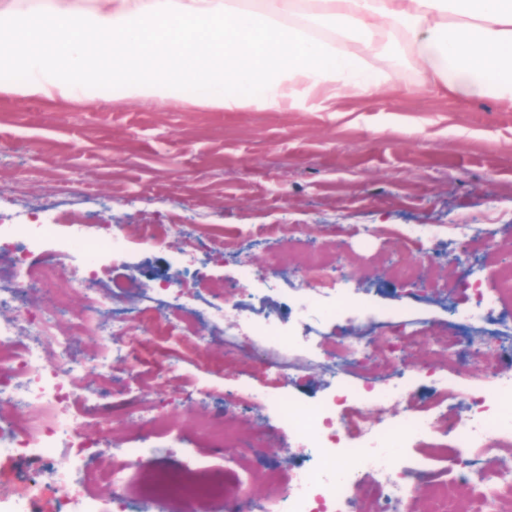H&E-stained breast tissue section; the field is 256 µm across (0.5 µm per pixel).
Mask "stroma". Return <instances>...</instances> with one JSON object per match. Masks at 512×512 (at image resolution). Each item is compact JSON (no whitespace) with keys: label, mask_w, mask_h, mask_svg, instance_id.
<instances>
[{"label":"stroma","mask_w":512,"mask_h":512,"mask_svg":"<svg viewBox=\"0 0 512 512\" xmlns=\"http://www.w3.org/2000/svg\"><path fill=\"white\" fill-rule=\"evenodd\" d=\"M375 66L390 75L392 89L367 101L340 96L332 112L257 106L225 112L189 102L115 101L106 92L96 100L0 95V222L55 221L49 247L61 252L63 273L54 288L70 295L59 322L85 309L83 296L70 290L68 273L77 261L64 253L72 220L82 219L119 225L128 240L125 268L148 279L163 276L182 237L202 238L220 229L245 233L240 253L216 247L196 261L190 276L166 293L168 308L193 307L204 298L223 306L224 285L243 263L254 271L248 288L264 293L270 251L284 248L294 275L304 271L312 245L332 257L350 253L336 279L339 287L367 292L377 318L366 323V336L391 335L392 310L431 335H447L448 293L464 272L483 276L484 258L498 256L477 245L449 261L450 239L463 227L475 237L486 233L512 241V112L490 99L459 104L416 91L409 62L382 59ZM152 223L179 225L182 236L164 246L144 242L140 227ZM262 224H291L297 233L280 245L258 237ZM325 224L345 231L322 234ZM414 224L429 225L430 246L438 253L431 286L417 293L371 278L358 257L360 241L351 235L364 225L386 227L374 247L396 261L403 255L399 234ZM199 329L209 342L201 354L187 347L186 337L169 340L150 328H133L128 337L137 344L134 366L114 360L106 387L93 370L79 381L81 391H106L100 404L107 426L92 419L85 427L97 445L91 461L96 470L110 469L140 438V411L153 409L168 424L152 440L157 455L135 462L124 483L86 487L77 475L57 482L56 470L71 466L61 445L51 463L38 469L0 455V484L45 483L50 492L37 512H56L60 499L76 494L102 502L120 499L143 475L178 471L190 458L220 468L242 460V493L251 512H265L269 466L288 464L299 451L286 446L285 425L267 427L264 410L232 403L228 396L246 385L310 407L323 398L327 383L306 352L247 353L223 329L205 323ZM214 414L261 428L263 454L247 457L242 449L216 448L200 439L197 418Z\"/></svg>","instance_id":"obj_1"}]
</instances>
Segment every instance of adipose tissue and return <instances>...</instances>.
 <instances>
[{
  "label": "adipose tissue",
  "instance_id": "ef3b65f1",
  "mask_svg": "<svg viewBox=\"0 0 512 512\" xmlns=\"http://www.w3.org/2000/svg\"><path fill=\"white\" fill-rule=\"evenodd\" d=\"M385 56L420 88L512 109V0H40L0 23V93L331 112L386 82Z\"/></svg>",
  "mask_w": 512,
  "mask_h": 512
}]
</instances>
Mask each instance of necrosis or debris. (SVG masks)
Here are the masks:
<instances>
[{"instance_id": "4bbe7bcc", "label": "necrosis or debris", "mask_w": 512, "mask_h": 512, "mask_svg": "<svg viewBox=\"0 0 512 512\" xmlns=\"http://www.w3.org/2000/svg\"><path fill=\"white\" fill-rule=\"evenodd\" d=\"M53 230L50 224H0V304H19L31 334L27 343L18 344L15 325L0 322V400H10L15 407L12 418L0 419V453L37 461L62 442L73 460L85 467L87 480L111 484L122 480L136 459L151 452L148 436L160 423L146 424L145 437L136 447L124 449L112 471L90 470L91 451L83 437L82 418L67 419L59 412L74 382L90 368L108 378L114 359L133 362V348L118 341L133 324L182 336L195 334L198 320L220 318L225 335L242 349H253L264 341L291 351L314 348L319 352L316 363L328 391L314 407L265 392L240 394L245 402L276 414L303 450L288 484L275 487L277 512H473L458 488L474 482L489 493L484 512H512V371L471 373L449 383L447 373L457 367L451 351L458 346V337L436 341L428 329L402 320L395 321L394 335L381 346L359 332L345 339L321 335L320 324L333 315L344 314L352 321L371 315L364 293L340 288L328 293L319 288V280L335 272V260L309 252L305 274L294 279V319L282 320L268 307L265 296L228 288L220 309L163 313L142 308L131 318L108 314L106 333L116 342L87 360L76 355V338L97 327L99 314L107 313L94 278L105 259L125 254L127 244L112 225H74L71 245L83 273L71 285L84 296L87 309L64 328L38 313L34 302L35 291L52 286L59 275L56 256L48 254L35 263L25 260ZM511 302L512 262L500 261L490 269L487 281L463 278L450 316L454 324L475 330L469 347L477 351L492 343L479 335V328L497 321L503 305ZM401 343L420 349L432 379L431 398L417 407L407 403L412 379L396 357ZM50 360L56 362V369H46ZM398 404L404 407L402 414L386 420V407ZM348 455L357 459L356 467L342 465ZM446 459H466L470 466L442 480L428 463ZM419 482L432 488L431 498L423 504L413 495ZM204 484L233 512H249L241 497L240 478L193 460L184 464L177 477L162 481L146 476L135 489L140 502L162 512L174 501L181 512H193Z\"/></svg>"}]
</instances>
